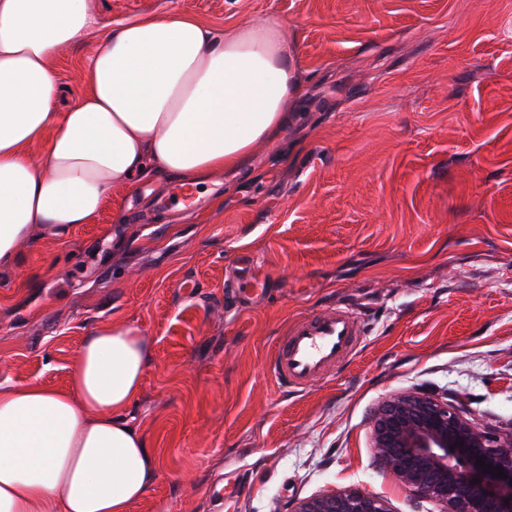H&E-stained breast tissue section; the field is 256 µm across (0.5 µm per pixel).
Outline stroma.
<instances>
[{"instance_id":"1","label":"stroma","mask_w":512,"mask_h":512,"mask_svg":"<svg viewBox=\"0 0 512 512\" xmlns=\"http://www.w3.org/2000/svg\"><path fill=\"white\" fill-rule=\"evenodd\" d=\"M89 33L47 61L72 102L113 27L176 12L283 23L301 80L288 122L159 210L175 176L114 192L0 271V381L66 386L92 327L153 349L128 413L158 459L132 512H286L329 488L436 512L376 466L369 418L420 387L512 417V0H87ZM141 271L128 277L129 268ZM353 310L361 344L301 392L268 371L281 336Z\"/></svg>"}]
</instances>
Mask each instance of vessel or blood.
<instances>
[{"label":"vessel or blood","mask_w":512,"mask_h":512,"mask_svg":"<svg viewBox=\"0 0 512 512\" xmlns=\"http://www.w3.org/2000/svg\"><path fill=\"white\" fill-rule=\"evenodd\" d=\"M361 334L358 319L349 309L314 313L280 338L269 372L285 386L307 388L331 377L353 352Z\"/></svg>","instance_id":"1"}]
</instances>
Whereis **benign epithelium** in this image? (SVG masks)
<instances>
[{
    "label": "benign epithelium",
    "mask_w": 512,
    "mask_h": 512,
    "mask_svg": "<svg viewBox=\"0 0 512 512\" xmlns=\"http://www.w3.org/2000/svg\"><path fill=\"white\" fill-rule=\"evenodd\" d=\"M370 434L375 464L415 499L437 503L440 512H512V423L485 424L456 395L417 388L385 400L371 415ZM479 458L507 477L475 466ZM289 512L392 509L384 496L347 488L325 490Z\"/></svg>",
    "instance_id": "obj_1"
}]
</instances>
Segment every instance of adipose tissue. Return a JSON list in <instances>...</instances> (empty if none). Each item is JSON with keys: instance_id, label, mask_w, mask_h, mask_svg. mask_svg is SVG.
Instances as JSON below:
<instances>
[{"instance_id": "ef3b65f1", "label": "adipose tissue", "mask_w": 512, "mask_h": 512, "mask_svg": "<svg viewBox=\"0 0 512 512\" xmlns=\"http://www.w3.org/2000/svg\"><path fill=\"white\" fill-rule=\"evenodd\" d=\"M92 24L87 0H0V269L35 230L88 223L150 172L196 184L242 167L301 89L284 25L167 12L113 30L85 71L89 93L59 108L47 60ZM44 139L33 159L27 146ZM152 359L136 327L103 321L67 387L0 384V512H131L158 470L127 418Z\"/></svg>"}]
</instances>
